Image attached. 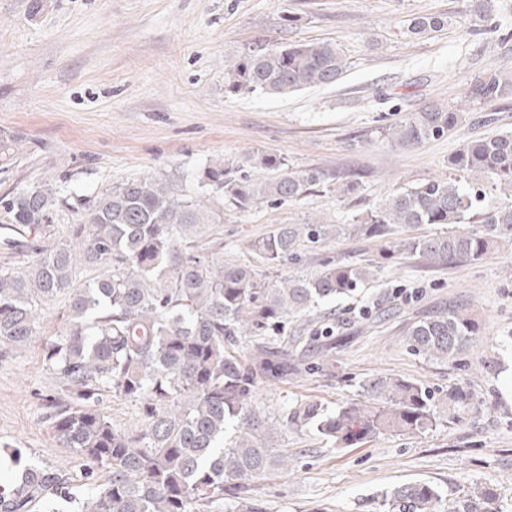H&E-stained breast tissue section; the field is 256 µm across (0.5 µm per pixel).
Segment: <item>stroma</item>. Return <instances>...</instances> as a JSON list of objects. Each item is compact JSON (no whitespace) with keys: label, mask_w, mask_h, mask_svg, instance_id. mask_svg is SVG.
Returning a JSON list of instances; mask_svg holds the SVG:
<instances>
[{"label":"stroma","mask_w":512,"mask_h":512,"mask_svg":"<svg viewBox=\"0 0 512 512\" xmlns=\"http://www.w3.org/2000/svg\"><path fill=\"white\" fill-rule=\"evenodd\" d=\"M29 3L0 0V129L22 139L16 163L0 169V196L42 178L95 195L144 176L192 195L198 168L256 152L281 154L297 171L358 173L346 196L319 188L295 202L225 211L212 233L228 261L257 263L244 242L279 224L351 223L398 188L447 177L449 157L467 141L512 130L509 98L471 106L448 136L409 149H391L377 132L428 102L457 104L484 72L512 66V0H494L486 22L476 21L472 0H45L34 17ZM430 14L447 26L409 32L411 19ZM326 40L348 64L336 86L225 96L224 68L245 49ZM322 261L371 263L378 278L361 299L333 303L330 319L292 320L272 337L292 374L258 383L256 410L275 420L312 404L333 409L359 398L375 375L419 382L440 400L461 387L471 405L431 430L389 432L354 448L286 427L287 467L243 488L225 482L208 512H230L243 497L262 512H385L382 491L418 481L447 501L489 483L497 512H512V242L478 260L428 264L404 254L382 260L375 240L331 237L302 242L279 272ZM453 306L479 331L457 361H429L401 330ZM66 320L64 298L47 302L39 340L0 357V458L26 449L31 461L70 471L85 497L79 457L56 446L44 419L57 383L42 342ZM328 325L336 345L326 352L320 331Z\"/></svg>","instance_id":"1"}]
</instances>
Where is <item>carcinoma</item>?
<instances>
[{
	"instance_id": "cac0c4a2",
	"label": "carcinoma",
	"mask_w": 512,
	"mask_h": 512,
	"mask_svg": "<svg viewBox=\"0 0 512 512\" xmlns=\"http://www.w3.org/2000/svg\"><path fill=\"white\" fill-rule=\"evenodd\" d=\"M447 19L415 17L413 34L435 31ZM347 62L329 41L256 46L224 69V94L283 95L336 84ZM512 98V67L488 70L468 86L459 106L430 102L379 134L395 149L442 138L475 103ZM18 138L0 130V166L14 163ZM454 176L420 181L388 195L350 224H279L248 244L267 267L278 268L306 238L332 234L381 241L383 257L419 256L429 263L478 260L512 235V199L486 202L461 176L479 172L512 189V132L472 140L448 160ZM270 173L252 178L249 169ZM199 192L177 194L167 179L124 180L97 196L77 195L47 180L0 198V228L31 236L32 265L24 273L0 269V352L37 336L41 306L63 295L69 318L42 345L43 361L58 384L44 416L59 448L83 462L92 493L81 500L70 473L22 463V477L0 482V512H205L224 496V483L245 481L288 465L279 425L248 400L260 381L288 377V364L253 343L252 362L229 347L253 336H279L288 320L308 318L321 305L355 295L374 280L372 265L322 263L310 272L268 279L256 266L224 262L223 242L194 251L211 224L224 223V206L248 211L265 203L303 199L328 183L317 168L295 171L277 154L223 159L194 174ZM330 184V183H328ZM333 191L351 194L357 180L336 177ZM76 216L58 236L61 214ZM480 224L459 231L454 224ZM438 225L430 235L396 238L405 228ZM92 271L94 276L83 279ZM478 326L464 310L418 316L402 329L410 347L440 363L456 361ZM364 397L334 410L310 405L287 415L313 428L337 448H352L387 432L422 433L443 410L419 383L374 376ZM141 404L143 425L121 429L102 410L105 397ZM496 492L481 484L449 512H495ZM388 512H441L439 491L426 482L395 485L382 493Z\"/></svg>"
}]
</instances>
